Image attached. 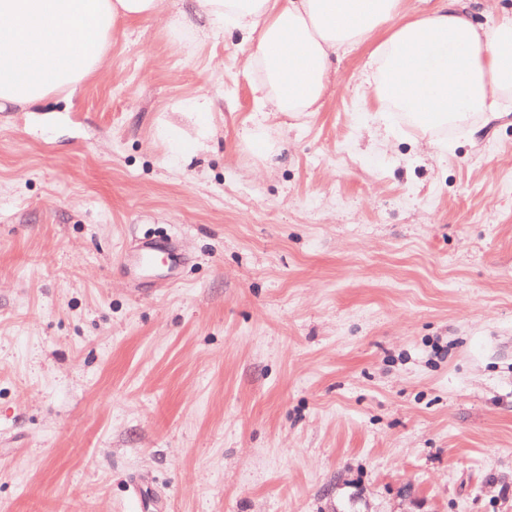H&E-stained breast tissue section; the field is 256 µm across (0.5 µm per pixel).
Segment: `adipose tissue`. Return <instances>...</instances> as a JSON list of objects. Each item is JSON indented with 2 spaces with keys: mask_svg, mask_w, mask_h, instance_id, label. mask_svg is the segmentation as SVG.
<instances>
[{
  "mask_svg": "<svg viewBox=\"0 0 512 512\" xmlns=\"http://www.w3.org/2000/svg\"><path fill=\"white\" fill-rule=\"evenodd\" d=\"M402 0H191L189 31L252 42L247 67L272 112H313L338 77L339 53L365 43ZM160 0H0V112L71 93L102 65L121 25L159 16ZM362 80L385 111L435 139L473 129L512 97V16L473 21L466 0H440L372 50Z\"/></svg>",
  "mask_w": 512,
  "mask_h": 512,
  "instance_id": "1",
  "label": "adipose tissue"
}]
</instances>
